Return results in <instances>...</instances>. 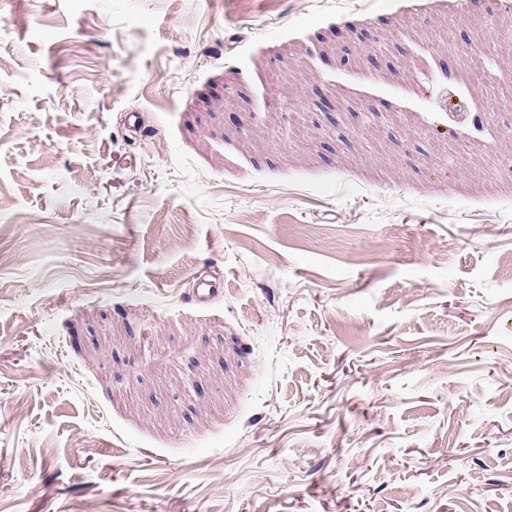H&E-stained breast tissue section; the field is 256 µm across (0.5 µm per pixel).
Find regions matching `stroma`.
<instances>
[{"instance_id": "obj_1", "label": "stroma", "mask_w": 512, "mask_h": 512, "mask_svg": "<svg viewBox=\"0 0 512 512\" xmlns=\"http://www.w3.org/2000/svg\"><path fill=\"white\" fill-rule=\"evenodd\" d=\"M465 2L0 0V512H512Z\"/></svg>"}]
</instances>
